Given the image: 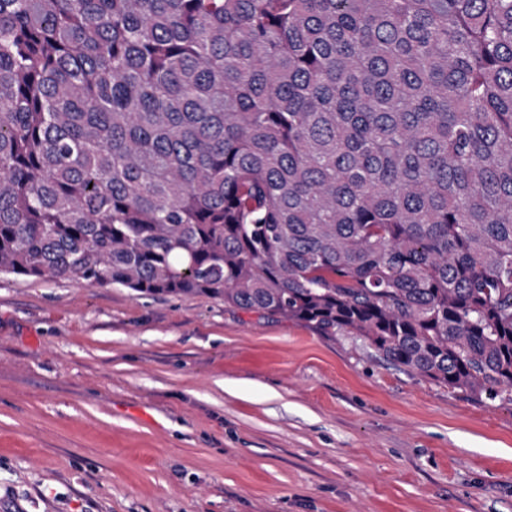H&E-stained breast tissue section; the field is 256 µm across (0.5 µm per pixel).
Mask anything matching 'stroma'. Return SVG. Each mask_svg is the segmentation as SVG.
Listing matches in <instances>:
<instances>
[{
    "label": "stroma",
    "mask_w": 512,
    "mask_h": 512,
    "mask_svg": "<svg viewBox=\"0 0 512 512\" xmlns=\"http://www.w3.org/2000/svg\"><path fill=\"white\" fill-rule=\"evenodd\" d=\"M0 512H512V404L220 298L2 275Z\"/></svg>",
    "instance_id": "obj_1"
}]
</instances>
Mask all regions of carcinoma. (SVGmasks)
I'll list each match as a JSON object with an SVG mask.
<instances>
[{"mask_svg":"<svg viewBox=\"0 0 512 512\" xmlns=\"http://www.w3.org/2000/svg\"><path fill=\"white\" fill-rule=\"evenodd\" d=\"M0 274L512 403V0H0Z\"/></svg>","mask_w":512,"mask_h":512,"instance_id":"carcinoma-1","label":"carcinoma"}]
</instances>
